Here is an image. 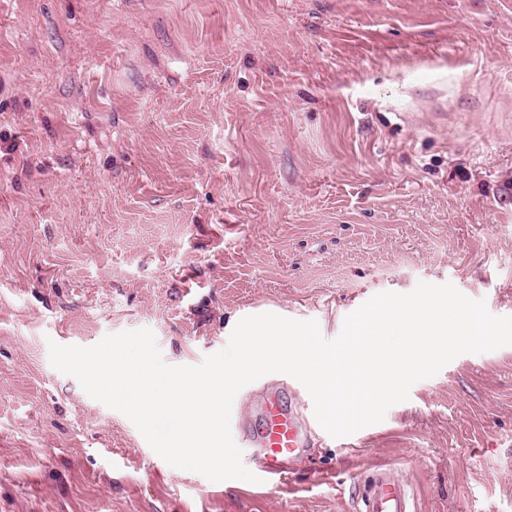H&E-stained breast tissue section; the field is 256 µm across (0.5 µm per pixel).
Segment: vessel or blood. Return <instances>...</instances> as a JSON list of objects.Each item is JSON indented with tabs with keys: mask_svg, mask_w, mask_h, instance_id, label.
Here are the masks:
<instances>
[{
	"mask_svg": "<svg viewBox=\"0 0 512 512\" xmlns=\"http://www.w3.org/2000/svg\"><path fill=\"white\" fill-rule=\"evenodd\" d=\"M250 417L243 438L255 450L252 472L263 487H278L287 481L293 463L307 448L313 422L288 402L285 389L277 385L265 389ZM361 512H411L409 488L391 467L383 465L374 471Z\"/></svg>",
	"mask_w": 512,
	"mask_h": 512,
	"instance_id": "b4317fda",
	"label": "vessel or blood"
}]
</instances>
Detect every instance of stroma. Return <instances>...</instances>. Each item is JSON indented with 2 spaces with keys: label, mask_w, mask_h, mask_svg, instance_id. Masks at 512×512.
I'll use <instances>...</instances> for the list:
<instances>
[{
  "label": "stroma",
  "mask_w": 512,
  "mask_h": 512,
  "mask_svg": "<svg viewBox=\"0 0 512 512\" xmlns=\"http://www.w3.org/2000/svg\"><path fill=\"white\" fill-rule=\"evenodd\" d=\"M449 283L512 316V0H0V512H512V346L273 489L174 471L49 345L150 329L196 366L244 317L336 338ZM411 494L405 481L388 466L373 473L360 512H412Z\"/></svg>",
  "instance_id": "obj_1"
}]
</instances>
